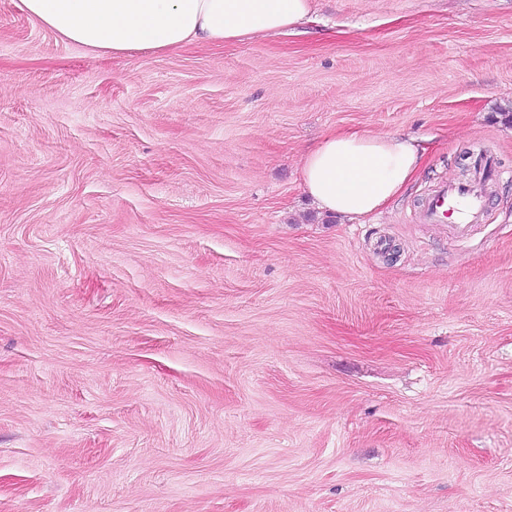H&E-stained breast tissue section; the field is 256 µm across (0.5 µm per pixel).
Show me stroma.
<instances>
[{
  "label": "stroma",
  "mask_w": 512,
  "mask_h": 512,
  "mask_svg": "<svg viewBox=\"0 0 512 512\" xmlns=\"http://www.w3.org/2000/svg\"><path fill=\"white\" fill-rule=\"evenodd\" d=\"M96 57L0 0V512H512V0H314ZM334 130L427 152L345 221ZM452 215L456 222L450 227L456 238H467L483 216L482 195L476 186L445 182L422 204V218L426 224H446Z\"/></svg>",
  "instance_id": "35a3bbf8"
}]
</instances>
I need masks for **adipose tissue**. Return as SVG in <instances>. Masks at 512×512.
Masks as SVG:
<instances>
[{
    "label": "adipose tissue",
    "mask_w": 512,
    "mask_h": 512,
    "mask_svg": "<svg viewBox=\"0 0 512 512\" xmlns=\"http://www.w3.org/2000/svg\"><path fill=\"white\" fill-rule=\"evenodd\" d=\"M62 40L101 56L166 54L239 43L309 20L313 0H20ZM424 150L398 134L334 131L301 159L305 191L322 210L357 218L386 207L416 178Z\"/></svg>",
    "instance_id": "ef3b65f1"
}]
</instances>
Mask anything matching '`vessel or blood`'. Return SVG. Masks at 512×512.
Masks as SVG:
<instances>
[{"label":"vessel or blood","instance_id":"1","mask_svg":"<svg viewBox=\"0 0 512 512\" xmlns=\"http://www.w3.org/2000/svg\"><path fill=\"white\" fill-rule=\"evenodd\" d=\"M482 216V195L476 186L468 183H442L422 205L425 223H452L456 237L460 240L472 233Z\"/></svg>","mask_w":512,"mask_h":512}]
</instances>
